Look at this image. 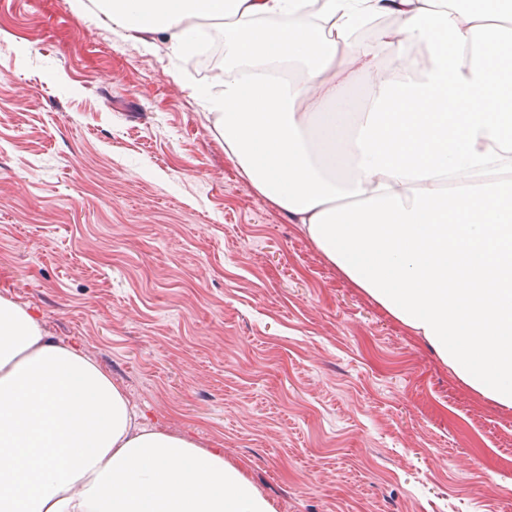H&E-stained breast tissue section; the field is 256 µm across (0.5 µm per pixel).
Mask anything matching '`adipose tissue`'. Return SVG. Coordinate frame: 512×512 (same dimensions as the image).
Listing matches in <instances>:
<instances>
[{
	"instance_id": "1",
	"label": "adipose tissue",
	"mask_w": 512,
	"mask_h": 512,
	"mask_svg": "<svg viewBox=\"0 0 512 512\" xmlns=\"http://www.w3.org/2000/svg\"><path fill=\"white\" fill-rule=\"evenodd\" d=\"M106 7L120 37L175 55L220 21L224 75L196 98L241 175L460 383L512 410V0ZM0 512L276 507L223 449L144 422L79 344L0 296Z\"/></svg>"
}]
</instances>
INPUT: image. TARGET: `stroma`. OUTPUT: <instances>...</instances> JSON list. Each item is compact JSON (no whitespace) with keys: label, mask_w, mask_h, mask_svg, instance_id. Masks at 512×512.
Returning a JSON list of instances; mask_svg holds the SVG:
<instances>
[{"label":"stroma","mask_w":512,"mask_h":512,"mask_svg":"<svg viewBox=\"0 0 512 512\" xmlns=\"http://www.w3.org/2000/svg\"><path fill=\"white\" fill-rule=\"evenodd\" d=\"M0 0V296L277 512H512V410L255 191L166 47Z\"/></svg>","instance_id":"stroma-1"}]
</instances>
